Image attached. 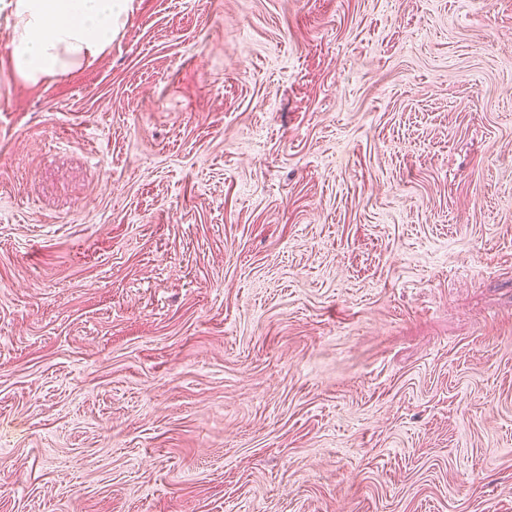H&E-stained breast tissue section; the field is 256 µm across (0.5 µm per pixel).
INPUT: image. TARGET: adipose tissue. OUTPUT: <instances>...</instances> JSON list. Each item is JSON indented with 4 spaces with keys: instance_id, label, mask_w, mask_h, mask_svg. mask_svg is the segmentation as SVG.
Masks as SVG:
<instances>
[{
    "instance_id": "obj_1",
    "label": "adipose tissue",
    "mask_w": 512,
    "mask_h": 512,
    "mask_svg": "<svg viewBox=\"0 0 512 512\" xmlns=\"http://www.w3.org/2000/svg\"><path fill=\"white\" fill-rule=\"evenodd\" d=\"M133 0H0L15 75L38 83L100 57Z\"/></svg>"
}]
</instances>
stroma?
I'll list each match as a JSON object with an SVG mask.
<instances>
[{
	"label": "stroma",
	"instance_id": "stroma-1",
	"mask_svg": "<svg viewBox=\"0 0 512 512\" xmlns=\"http://www.w3.org/2000/svg\"><path fill=\"white\" fill-rule=\"evenodd\" d=\"M0 23V512H512V0ZM133 0H1L15 75L38 83L100 57Z\"/></svg>",
	"mask_w": 512,
	"mask_h": 512
}]
</instances>
